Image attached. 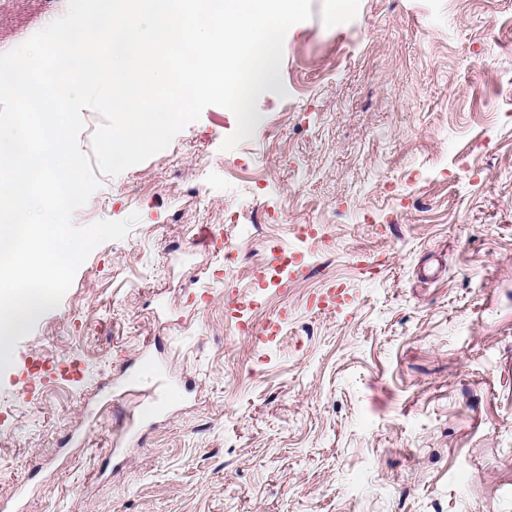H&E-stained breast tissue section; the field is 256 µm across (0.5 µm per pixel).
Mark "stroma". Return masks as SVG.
<instances>
[{"mask_svg": "<svg viewBox=\"0 0 512 512\" xmlns=\"http://www.w3.org/2000/svg\"><path fill=\"white\" fill-rule=\"evenodd\" d=\"M334 5L288 30L250 138L222 150L207 107L75 213L140 221L0 373V500L512 512V0ZM67 8L0 0V53ZM145 353L180 382L160 414Z\"/></svg>", "mask_w": 512, "mask_h": 512, "instance_id": "obj_1", "label": "stroma"}]
</instances>
